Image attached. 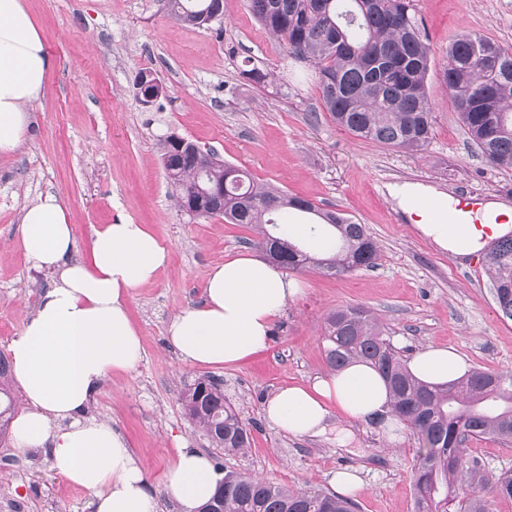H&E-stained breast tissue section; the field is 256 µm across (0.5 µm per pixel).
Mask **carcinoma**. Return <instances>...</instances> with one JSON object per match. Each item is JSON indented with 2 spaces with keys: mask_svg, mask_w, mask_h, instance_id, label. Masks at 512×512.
<instances>
[{
  "mask_svg": "<svg viewBox=\"0 0 512 512\" xmlns=\"http://www.w3.org/2000/svg\"><path fill=\"white\" fill-rule=\"evenodd\" d=\"M257 21L281 39L290 54L302 53L314 67L323 106L352 135L417 152L432 134L424 88L431 48L414 0H249ZM168 14L189 27H204L224 15V0H166ZM443 80L472 142L494 167L512 168V51L483 36L463 32L448 44ZM160 157L172 175L179 208L196 216H222L258 231L256 246L275 249L285 270L314 268L329 276L374 266L377 243L365 225L322 210L304 198L252 181L211 150H179L168 137ZM224 185L219 205L197 188ZM316 215L336 232V252L325 258L280 241L268 226L286 224L288 210ZM494 300L512 320V236L486 253ZM326 361L339 369L353 359L370 362L391 393V413L419 441L414 467V512H493L496 499H512V477L493 475L468 456L466 443L491 436L512 443V372H469L438 387L415 380L376 319L361 306L338 309L327 319ZM10 363L0 354V443L16 409L7 389ZM186 415L210 445L227 455L250 446L251 429L224 398L221 383L192 384L179 394ZM468 495L457 499V489ZM224 512H352L345 497L320 490L291 491L264 479L224 470Z\"/></svg>",
  "mask_w": 512,
  "mask_h": 512,
  "instance_id": "cac0c4a2",
  "label": "carcinoma"
}]
</instances>
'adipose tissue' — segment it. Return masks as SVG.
Segmentation results:
<instances>
[{
	"instance_id": "1",
	"label": "adipose tissue",
	"mask_w": 512,
	"mask_h": 512,
	"mask_svg": "<svg viewBox=\"0 0 512 512\" xmlns=\"http://www.w3.org/2000/svg\"><path fill=\"white\" fill-rule=\"evenodd\" d=\"M52 60L24 0H0V159L19 152L30 125L29 109L44 94ZM418 184L394 185L389 195L416 231L438 250L470 256L482 246L476 225L460 229L430 220L414 208L432 195ZM19 235L28 261L57 273L9 347L22 390L23 409L12 422L17 447L40 448L52 468L91 495L93 512H157L152 484L125 438L109 422L85 417L101 383L132 370L143 356L127 299L155 281L170 249L147 225L129 221L93 230L88 254L77 258L67 212L53 194L25 206ZM301 283L276 264L244 251L213 266L200 304L172 317L167 333L180 358L193 366L224 368L264 351L273 324L299 294ZM428 384L462 377L467 365L454 350L427 346L407 362ZM390 391L370 364L315 376L277 389L263 406L265 418L297 438L335 431L350 438V424L389 416ZM343 426L332 429V418ZM220 479L209 456L180 447L163 479L165 495L195 512Z\"/></svg>"
}]
</instances>
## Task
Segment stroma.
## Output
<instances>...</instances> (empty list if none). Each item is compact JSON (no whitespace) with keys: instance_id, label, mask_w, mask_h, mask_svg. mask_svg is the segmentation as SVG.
Returning <instances> with one entry per match:
<instances>
[{"instance_id":"1","label":"stroma","mask_w":512,"mask_h":512,"mask_svg":"<svg viewBox=\"0 0 512 512\" xmlns=\"http://www.w3.org/2000/svg\"><path fill=\"white\" fill-rule=\"evenodd\" d=\"M52 58L43 97L22 150L0 162V326L17 336L42 290L54 280L33 269L19 240L18 212L57 195L69 213L79 256L93 228L125 218L147 225L170 247L156 281L127 300L144 356L116 373L86 413L109 421L129 442L154 489L181 444L209 452L178 393L214 376L252 430L245 452L225 467L291 489L332 492V474L353 471L362 486L354 512H413L419 442L356 423L346 443L335 433L295 438L264 417L278 388L328 373L323 340L328 315L347 306L374 313L402 358L448 346L473 370L512 371V321L501 317L483 253L461 259L436 250L399 218L388 188L414 183L444 193L490 195L512 210V168L487 164L472 143L442 80L448 41L461 32L512 51V0H415L432 56L426 95L433 135L418 153L366 141L336 125L317 79L288 57L252 14L248 0H224V16L204 28L177 23L164 0H25ZM257 64L258 86L241 72ZM153 72L165 92L151 105L137 96L139 72ZM178 135L219 152L226 163L291 196L354 217L379 246L375 267L340 276L305 269L304 292L275 322L267 350L236 366L207 371L183 362L166 328L199 303L211 266L246 249L257 232L223 217L197 218L176 207L158 153ZM91 512L88 493L50 466L43 450L0 445V512Z\"/></svg>"}]
</instances>
